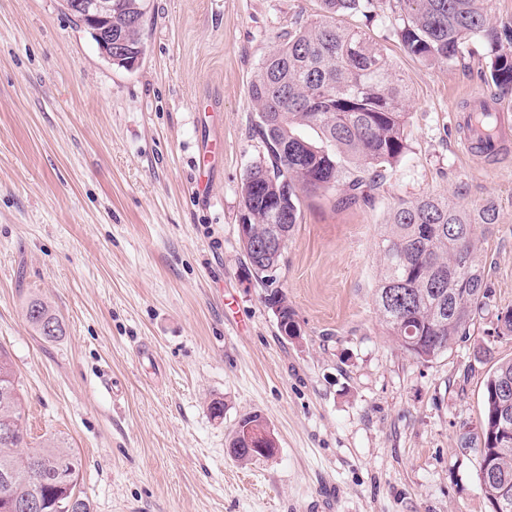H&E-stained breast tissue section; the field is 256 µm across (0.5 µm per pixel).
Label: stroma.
<instances>
[{
    "instance_id": "stroma-1",
    "label": "stroma",
    "mask_w": 512,
    "mask_h": 512,
    "mask_svg": "<svg viewBox=\"0 0 512 512\" xmlns=\"http://www.w3.org/2000/svg\"><path fill=\"white\" fill-rule=\"evenodd\" d=\"M319 0H149L134 70L101 57L62 0H0V349L32 446L64 439L91 512H492L478 480L490 369L479 348L512 307V152L467 156L455 116L490 94L488 47L429 67L399 43L389 0L343 17L404 78L408 149L371 199L301 197L277 273L300 326L282 335L239 239L241 186L266 150L249 83ZM224 140L207 192L203 141ZM493 204L481 245L491 310L429 362L405 353L374 297L383 224L401 201ZM45 299L65 334L25 320ZM224 403L214 417L213 401ZM277 452L239 464L240 419ZM251 417L257 419L259 416L258 414H249L244 416L240 420L238 431L236 432V435L234 436L230 443V446L232 444V448H229V451L238 461L240 460L235 456V454L242 453V448H245L249 453H253L252 449H254L260 454H262V456H271L277 450L276 439L272 434L271 430L266 425V423L262 420V418H259L258 420L252 422L249 425L247 431H245V435L247 436L249 441H251L252 448H249L248 444L245 441V438L242 436V428L250 421ZM237 444L239 445L240 448H235V445ZM242 461L246 462L247 460H241L240 462Z\"/></svg>"
}]
</instances>
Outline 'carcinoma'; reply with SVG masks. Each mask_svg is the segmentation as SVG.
Returning <instances> with one entry per match:
<instances>
[{
  "label": "carcinoma",
  "mask_w": 512,
  "mask_h": 512,
  "mask_svg": "<svg viewBox=\"0 0 512 512\" xmlns=\"http://www.w3.org/2000/svg\"><path fill=\"white\" fill-rule=\"evenodd\" d=\"M487 0H392L400 21L396 30L404 51L429 66L449 65L477 36L491 47L488 69L499 93H512V28L490 24ZM374 0H320L316 19L285 34L261 62L250 85L256 105L255 127L267 161L249 170L242 184L240 223L254 238L279 224L291 237L300 223L299 191L344 187L345 205L369 201L370 191L406 153V86L383 51L337 17L371 12ZM142 0H119L112 10V35L131 44L142 41L146 13ZM320 131L319 140L298 130ZM496 223L491 204L470 209L446 197L424 196L402 202L383 225L378 243L375 304L389 335L412 357L429 362L470 334L490 306L492 289L479 255L480 236ZM284 251L259 255L251 250L254 276L265 287L263 302L279 306L282 324L293 327L295 313L276 287ZM496 313L494 336L512 335V307ZM25 319L45 341L64 334V325L48 302L29 300ZM512 383V360L498 363L485 383L481 442L496 451L498 476L512 485V447L495 448L498 389ZM12 426L8 444L0 442V468H14L18 479L0 496V512H11L9 497L39 495L55 512H71L81 460L57 438L34 449L38 474L28 473L30 447L24 427L19 381L6 351L0 350V427ZM73 484L62 488L58 471Z\"/></svg>",
  "instance_id": "carcinoma-1"
}]
</instances>
